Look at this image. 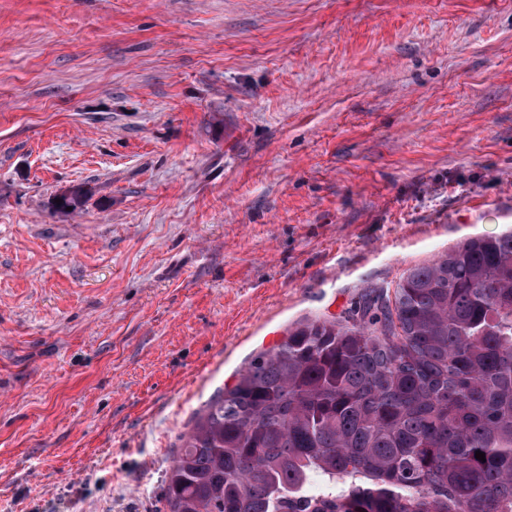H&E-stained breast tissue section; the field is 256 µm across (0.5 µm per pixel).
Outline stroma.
Here are the masks:
<instances>
[{"instance_id":"stroma-1","label":"stroma","mask_w":512,"mask_h":512,"mask_svg":"<svg viewBox=\"0 0 512 512\" xmlns=\"http://www.w3.org/2000/svg\"><path fill=\"white\" fill-rule=\"evenodd\" d=\"M507 229L512 0H0V512H167L259 352Z\"/></svg>"}]
</instances>
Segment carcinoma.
I'll use <instances>...</instances> for the list:
<instances>
[{
  "instance_id": "obj_1",
  "label": "carcinoma",
  "mask_w": 512,
  "mask_h": 512,
  "mask_svg": "<svg viewBox=\"0 0 512 512\" xmlns=\"http://www.w3.org/2000/svg\"><path fill=\"white\" fill-rule=\"evenodd\" d=\"M164 496L168 512H512V230L288 332L195 414Z\"/></svg>"
}]
</instances>
